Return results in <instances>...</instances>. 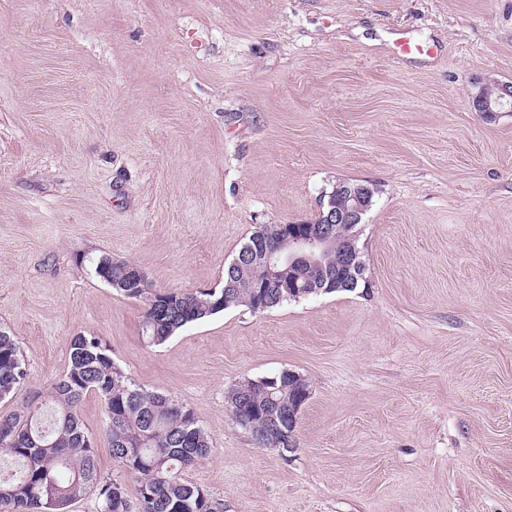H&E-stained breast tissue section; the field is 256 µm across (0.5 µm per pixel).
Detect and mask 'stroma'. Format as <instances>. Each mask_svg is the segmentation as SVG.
Returning a JSON list of instances; mask_svg holds the SVG:
<instances>
[{
    "instance_id": "1",
    "label": "stroma",
    "mask_w": 512,
    "mask_h": 512,
    "mask_svg": "<svg viewBox=\"0 0 512 512\" xmlns=\"http://www.w3.org/2000/svg\"><path fill=\"white\" fill-rule=\"evenodd\" d=\"M417 50L396 53L397 39ZM512 0H0V326L48 392L79 334L191 410L185 480L224 512H512ZM361 183L370 288L230 308L164 344L93 271L223 284L261 224ZM290 370L297 447H257L238 382ZM81 422L103 480L102 403Z\"/></svg>"
}]
</instances>
